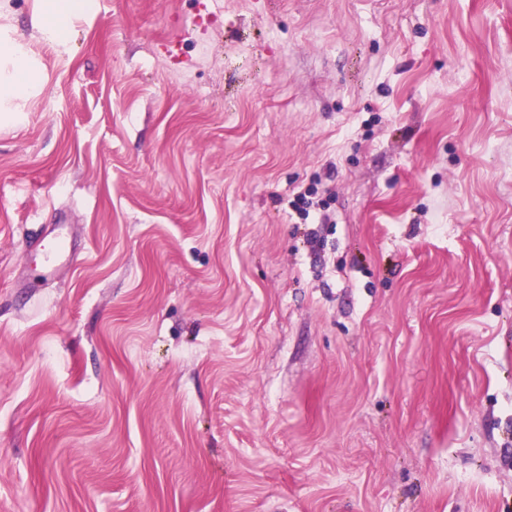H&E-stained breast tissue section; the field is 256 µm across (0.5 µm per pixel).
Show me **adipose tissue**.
<instances>
[{
  "instance_id": "ef3b65f1",
  "label": "adipose tissue",
  "mask_w": 512,
  "mask_h": 512,
  "mask_svg": "<svg viewBox=\"0 0 512 512\" xmlns=\"http://www.w3.org/2000/svg\"><path fill=\"white\" fill-rule=\"evenodd\" d=\"M86 8L87 0H37L36 22L43 39L50 45L64 46L73 19ZM43 87V72L29 45L1 33L0 112L11 113L14 121H21L25 107L38 98Z\"/></svg>"
}]
</instances>
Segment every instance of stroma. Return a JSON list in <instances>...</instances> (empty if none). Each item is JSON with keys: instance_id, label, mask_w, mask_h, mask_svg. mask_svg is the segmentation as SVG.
I'll return each instance as SVG.
<instances>
[{"instance_id": "obj_1", "label": "stroma", "mask_w": 512, "mask_h": 512, "mask_svg": "<svg viewBox=\"0 0 512 512\" xmlns=\"http://www.w3.org/2000/svg\"><path fill=\"white\" fill-rule=\"evenodd\" d=\"M34 5L0 512H512V0ZM87 2V0H37L36 22L42 38L51 46H65L73 19L86 11Z\"/></svg>"}]
</instances>
